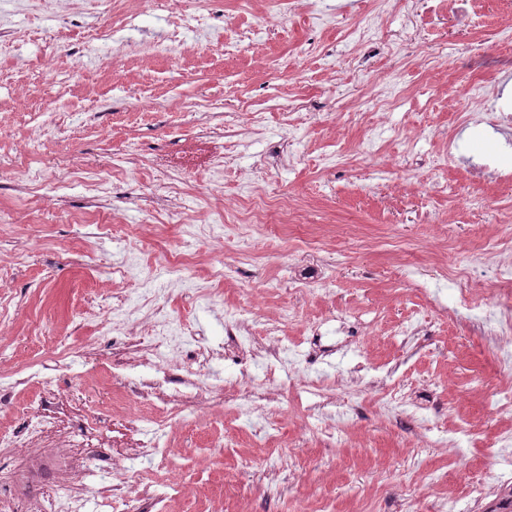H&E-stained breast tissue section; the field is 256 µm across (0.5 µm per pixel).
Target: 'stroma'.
<instances>
[{"instance_id": "1", "label": "stroma", "mask_w": 512, "mask_h": 512, "mask_svg": "<svg viewBox=\"0 0 512 512\" xmlns=\"http://www.w3.org/2000/svg\"><path fill=\"white\" fill-rule=\"evenodd\" d=\"M480 26L457 24L448 0H410L390 13L385 33L358 45L349 34L373 0H0V211L13 229L0 233V307L9 313L5 341L15 369L39 371L69 409L93 413L111 427L113 404H133L131 383L115 379L107 360L124 353L126 332L89 320L107 303L129 330L167 317L206 347L223 344L224 312L243 291L274 286L267 312L287 307L302 320L289 328L286 366L333 384L357 357L396 367L400 385L430 406L428 418L387 413L379 388L339 390L340 438H302L307 414L297 388L281 391L292 413L278 439L257 443L259 416L237 418L249 387L235 359L212 360L208 372L230 381L220 421L187 423L168 434L170 469L132 453L136 480L157 484L176 471L194 477L196 512H294L308 490L322 488L314 512H411L416 482L436 476L434 496L446 512H494L512 489V409L490 411L501 348L493 315L499 299L498 258L477 266L485 289L467 317L442 315L455 285L425 252L365 249L363 237L472 246L507 223L512 182L476 179L471 157L494 156L512 169L502 134L485 125L458 127L456 109L469 89L491 85V108L512 104V0H474ZM239 46L224 48V27ZM115 31L112 40L94 31ZM55 61L46 80L44 58ZM400 90L393 108L366 114L378 128L370 153L361 126L340 114L379 81ZM261 112L254 133L250 112ZM208 134L240 141L223 166L196 175L176 155ZM459 149L448 161V136ZM37 156L20 168L18 150ZM55 174L58 201L46 223L28 221L40 208L39 186ZM104 182L101 196L86 184ZM261 185L269 196L300 201L299 227L273 224L256 244L257 258L229 254L225 203ZM92 222H82L86 207ZM315 235L320 246L303 240ZM192 255L179 274L171 254ZM128 265L126 279L112 266ZM226 268L223 280L213 269ZM323 279L324 288L299 287ZM420 310L418 336L392 329ZM70 362L89 391L71 390L60 368ZM473 437L447 455L435 443L460 421ZM302 443L292 467L288 445ZM484 485L476 498L469 483Z\"/></svg>"}]
</instances>
